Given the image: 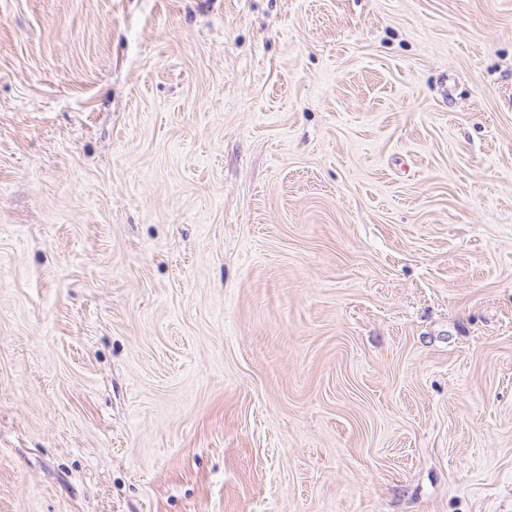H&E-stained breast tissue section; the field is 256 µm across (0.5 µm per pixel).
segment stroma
I'll use <instances>...</instances> for the list:
<instances>
[{
	"mask_svg": "<svg viewBox=\"0 0 512 512\" xmlns=\"http://www.w3.org/2000/svg\"><path fill=\"white\" fill-rule=\"evenodd\" d=\"M0 512H512V0H0Z\"/></svg>",
	"mask_w": 512,
	"mask_h": 512,
	"instance_id": "1",
	"label": "stroma"
}]
</instances>
